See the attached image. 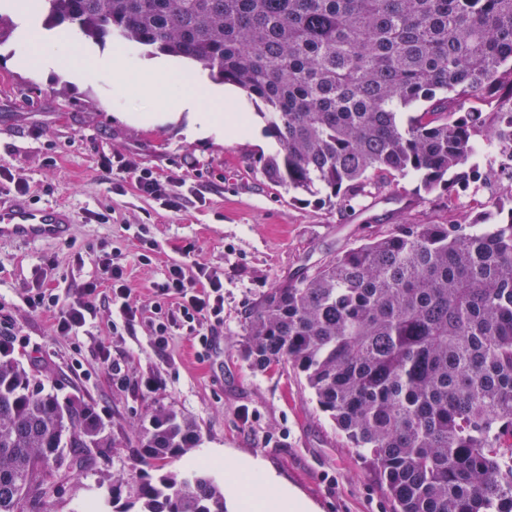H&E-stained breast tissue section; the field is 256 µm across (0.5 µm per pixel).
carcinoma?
I'll return each instance as SVG.
<instances>
[{
  "label": "carcinoma",
  "instance_id": "carcinoma-1",
  "mask_svg": "<svg viewBox=\"0 0 512 512\" xmlns=\"http://www.w3.org/2000/svg\"><path fill=\"white\" fill-rule=\"evenodd\" d=\"M52 29L176 57L263 105L274 183L341 208L416 175L452 202L478 180L481 143L512 199V0H27ZM490 112L459 102L501 88ZM243 349L258 371L305 375L396 512H512V208L393 224L259 297ZM88 402L59 399L0 339V512L47 494L50 465L107 448ZM197 426L159 408L136 451L156 476L112 477L96 512H228L203 469L167 470ZM127 487L125 502L118 491Z\"/></svg>",
  "mask_w": 512,
  "mask_h": 512
}]
</instances>
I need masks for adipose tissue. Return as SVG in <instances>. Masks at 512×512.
<instances>
[{
    "label": "adipose tissue",
    "mask_w": 512,
    "mask_h": 512,
    "mask_svg": "<svg viewBox=\"0 0 512 512\" xmlns=\"http://www.w3.org/2000/svg\"><path fill=\"white\" fill-rule=\"evenodd\" d=\"M79 36L76 32L43 36L41 41L21 40L16 57L19 62H31L43 70H57L77 62ZM84 69L111 78L114 86L136 83L140 92L151 98L153 106L146 112L126 113L127 121L135 124L164 125L185 120L186 134L193 139H221L226 133L244 137L245 125L225 123L223 110L236 93L230 87L202 78L182 82L178 79L177 60L158 56L143 62L125 51L87 60Z\"/></svg>",
    "instance_id": "adipose-tissue-1"
}]
</instances>
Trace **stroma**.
<instances>
[{
    "mask_svg": "<svg viewBox=\"0 0 512 512\" xmlns=\"http://www.w3.org/2000/svg\"><path fill=\"white\" fill-rule=\"evenodd\" d=\"M15 47L12 40L0 46V167L29 184L26 201L66 205L75 222L59 241H0V332L9 335L14 357L56 380L61 395L92 403L113 440L84 469H53L56 491L40 512H83L111 488L113 475L138 480L145 467L133 442L158 407L191 419L200 434L197 447L170 460L169 469L197 466L202 449L216 448L229 463L259 461L273 478L272 491H293L314 512H394L381 480L338 434L304 375L289 367L252 370L240 346L245 314L269 288L388 225L479 217L489 188L478 185L452 211L445 192L426 194L418 178L407 177L392 187H369L355 208L344 210L265 177L263 161L277 144L247 95L239 101L252 115V138L192 140L180 123L145 127L124 120V113L149 105L137 88L118 101L111 80L90 73L17 69ZM103 152L180 184L181 209L141 196L127 174L103 173ZM90 210L108 214V223L89 221ZM106 252L126 269L141 310L135 322L125 324L105 305L84 331L61 335L54 313L27 307L25 289L67 296L95 274ZM180 261L220 277L224 323H204L208 348L180 330L159 353L151 324L156 306L169 301L155 288ZM103 347L120 375L101 364Z\"/></svg>",
    "mask_w": 512,
    "mask_h": 512,
    "instance_id": "stroma-1",
    "label": "stroma"
}]
</instances>
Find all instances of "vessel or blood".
<instances>
[{
  "label": "vessel or blood",
  "mask_w": 512,
  "mask_h": 512,
  "mask_svg": "<svg viewBox=\"0 0 512 512\" xmlns=\"http://www.w3.org/2000/svg\"><path fill=\"white\" fill-rule=\"evenodd\" d=\"M73 216L70 209L55 205L34 207L15 202L0 204V239L21 243L62 239L68 236Z\"/></svg>",
  "instance_id": "obj_1"
}]
</instances>
